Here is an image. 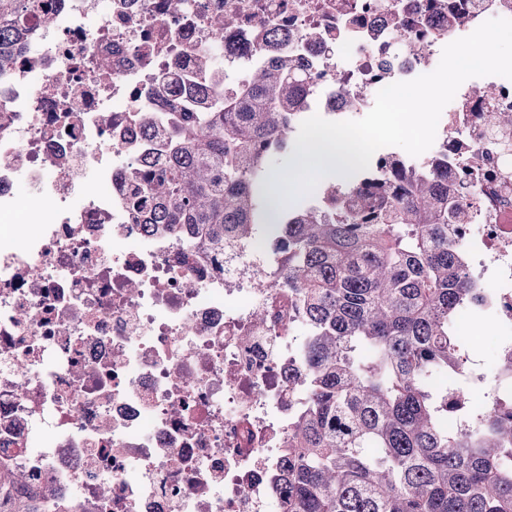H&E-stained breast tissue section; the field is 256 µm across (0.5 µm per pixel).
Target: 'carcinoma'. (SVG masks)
<instances>
[{"mask_svg":"<svg viewBox=\"0 0 512 512\" xmlns=\"http://www.w3.org/2000/svg\"><path fill=\"white\" fill-rule=\"evenodd\" d=\"M40 0H0V73L28 49ZM309 90L288 52L236 93L214 92L181 120L151 165L131 176L139 224L212 251L239 240L279 254L309 341L298 372L283 512H512V392L471 405L477 372L453 322L498 319L448 230V156L414 165L391 152L330 184L319 202L281 208L277 158L293 152ZM512 375V336L497 347Z\"/></svg>","mask_w":512,"mask_h":512,"instance_id":"cac0c4a2","label":"carcinoma"}]
</instances>
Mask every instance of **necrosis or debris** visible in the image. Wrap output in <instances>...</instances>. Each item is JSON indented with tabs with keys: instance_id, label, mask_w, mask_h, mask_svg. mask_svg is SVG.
I'll return each instance as SVG.
<instances>
[{
	"instance_id": "4bbe7bcc",
	"label": "necrosis or debris",
	"mask_w": 512,
	"mask_h": 512,
	"mask_svg": "<svg viewBox=\"0 0 512 512\" xmlns=\"http://www.w3.org/2000/svg\"><path fill=\"white\" fill-rule=\"evenodd\" d=\"M47 3L0 76V472L21 475L11 494L31 512H281L288 416L307 398L295 297L251 243L216 256L132 222L127 176L165 132L145 131L138 104L187 111L191 91L234 90L275 32L307 106L365 112L448 43L512 19V0ZM452 8L467 17L453 30ZM486 85L492 100L470 86L443 109L437 143L456 149L450 187L469 212L453 244L511 336L512 127L484 116L512 112V80Z\"/></svg>"
}]
</instances>
